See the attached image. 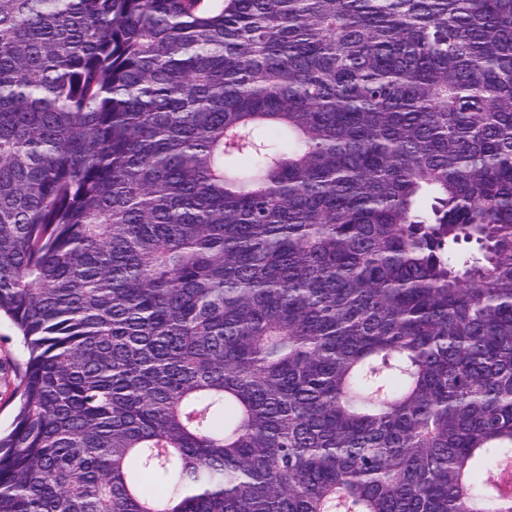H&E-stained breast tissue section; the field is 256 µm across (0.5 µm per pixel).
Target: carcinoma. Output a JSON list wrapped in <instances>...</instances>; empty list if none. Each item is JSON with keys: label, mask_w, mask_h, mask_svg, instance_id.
I'll list each match as a JSON object with an SVG mask.
<instances>
[{"label": "carcinoma", "mask_w": 512, "mask_h": 512, "mask_svg": "<svg viewBox=\"0 0 512 512\" xmlns=\"http://www.w3.org/2000/svg\"><path fill=\"white\" fill-rule=\"evenodd\" d=\"M0 512H512V0H0ZM23 352L12 327L0 322V428H7L14 416L11 398L20 383Z\"/></svg>", "instance_id": "cac0c4a2"}]
</instances>
